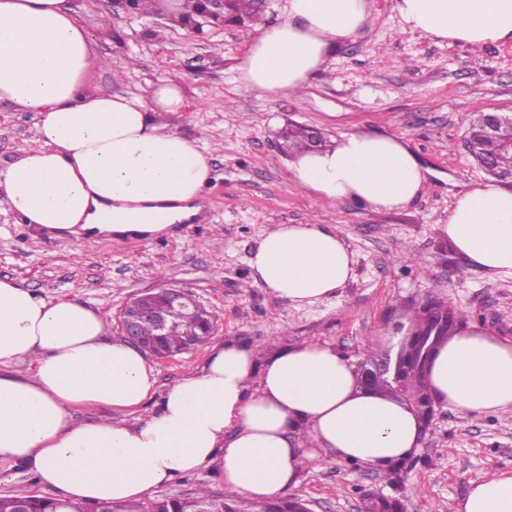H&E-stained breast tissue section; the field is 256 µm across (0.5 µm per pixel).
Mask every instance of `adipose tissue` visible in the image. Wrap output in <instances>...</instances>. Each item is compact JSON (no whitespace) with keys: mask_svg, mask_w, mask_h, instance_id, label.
<instances>
[{"mask_svg":"<svg viewBox=\"0 0 512 512\" xmlns=\"http://www.w3.org/2000/svg\"><path fill=\"white\" fill-rule=\"evenodd\" d=\"M396 9L406 29L451 44L512 41V0H397ZM367 15V0H286L281 22L257 26L238 82L300 94ZM101 63L67 0H0V101L35 115L39 142L0 170V198L22 223L90 245L162 235L199 213L208 149L163 122L186 107L179 84L159 78L147 99L90 87ZM288 172L318 200L375 213L405 209L427 181L402 136L361 129L298 155ZM441 232L470 270L512 276V189L464 188ZM248 263L255 283L300 308L337 298L355 261L336 232L279 224ZM106 329L102 309L0 280V466L26 467L73 512L121 505L211 466L226 490L272 499L297 485L314 449L383 472L422 442L416 410L357 392L355 357L329 342L219 341L159 397L145 355ZM424 379L460 415L512 413V338L469 323L436 342ZM99 406L110 418L73 416ZM459 512H512V468L473 482Z\"/></svg>","mask_w":512,"mask_h":512,"instance_id":"adipose-tissue-1","label":"adipose tissue"}]
</instances>
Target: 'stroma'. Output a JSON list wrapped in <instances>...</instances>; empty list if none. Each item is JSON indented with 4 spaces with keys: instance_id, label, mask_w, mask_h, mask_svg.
<instances>
[{
    "instance_id": "35a3bbf8",
    "label": "stroma",
    "mask_w": 512,
    "mask_h": 512,
    "mask_svg": "<svg viewBox=\"0 0 512 512\" xmlns=\"http://www.w3.org/2000/svg\"><path fill=\"white\" fill-rule=\"evenodd\" d=\"M103 67L89 83L149 97L165 76L180 83L186 112L172 117L182 135L202 139L211 180L194 221L174 236L127 239L94 248L74 236L51 237L0 206V278L24 282L43 297H75L109 315L119 337L126 303L147 290L182 288L206 308L211 341L234 338L269 347L319 339L382 374L398 352L393 326L440 303L454 319L512 337V277L468 270L439 230L463 187L487 173L466 151V132L483 112L512 113V42L482 49L405 30L396 0H369L364 28L342 41L298 98L274 99L235 79L239 57L258 24L282 21L284 0H260L249 24L191 41L168 20L147 25L113 15L109 0H69ZM108 28H101V19ZM126 40L116 51L114 37ZM300 125L335 142L353 129L403 135L428 170L422 195L404 210L375 214L353 203H323L287 173L293 160L283 134ZM33 115L0 102V168L19 146L36 145ZM276 224H319L334 230L355 259V277L338 303L294 309L254 283L248 259L264 230ZM209 344L173 357L150 356L157 390L205 362ZM512 467V415L464 417L439 405L422 444L400 478L337 462L324 453L306 464L289 497L311 512H368L378 497L405 512H458L472 482ZM205 487L224 491L222 477L202 469L141 498H183Z\"/></svg>"
}]
</instances>
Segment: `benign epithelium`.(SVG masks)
<instances>
[{
	"label": "benign epithelium",
	"instance_id": "7a95c632",
	"mask_svg": "<svg viewBox=\"0 0 512 512\" xmlns=\"http://www.w3.org/2000/svg\"><path fill=\"white\" fill-rule=\"evenodd\" d=\"M164 0H110L112 14H122L129 22L161 15L160 3ZM251 0H198V9L192 15L173 10L167 20L186 31V36L201 41L221 32L230 25L242 26L253 13L247 11ZM481 120L486 135L499 148L512 149V115L500 112H483ZM161 304L150 313L157 326L167 332L180 316L196 311L197 303L189 294L176 288H164L160 292ZM138 299L129 301L123 309L121 330L129 344L141 347L140 327L144 314L138 311Z\"/></svg>",
	"mask_w": 512,
	"mask_h": 512
}]
</instances>
